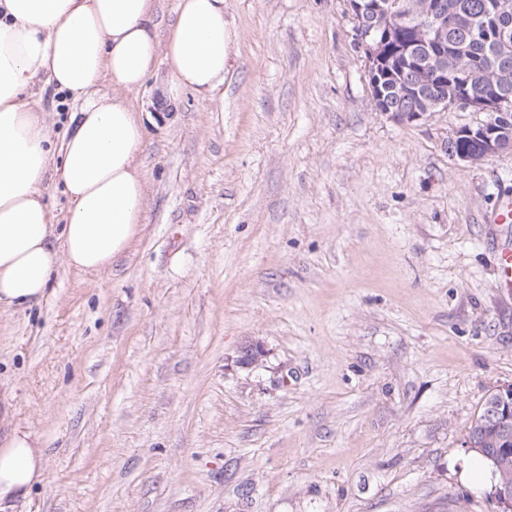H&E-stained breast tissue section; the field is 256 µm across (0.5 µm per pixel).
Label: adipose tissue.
Listing matches in <instances>:
<instances>
[{
    "instance_id": "obj_1",
    "label": "adipose tissue",
    "mask_w": 512,
    "mask_h": 512,
    "mask_svg": "<svg viewBox=\"0 0 512 512\" xmlns=\"http://www.w3.org/2000/svg\"><path fill=\"white\" fill-rule=\"evenodd\" d=\"M156 17L155 0H0V305L42 300L59 265L99 275L128 249L146 182L143 124L126 95L158 60L202 100L223 83L224 0H178L163 43ZM104 81L113 94L99 92ZM40 84L75 106L57 147L31 100ZM51 174L69 199L59 229L44 199ZM43 465L30 434L0 441V512L41 481Z\"/></svg>"
}]
</instances>
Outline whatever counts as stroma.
<instances>
[{
  "label": "stroma",
  "instance_id": "stroma-1",
  "mask_svg": "<svg viewBox=\"0 0 512 512\" xmlns=\"http://www.w3.org/2000/svg\"><path fill=\"white\" fill-rule=\"evenodd\" d=\"M224 18L212 100L162 61L128 95L146 139L128 250L0 307V433L45 450L13 512H501L463 440L512 384L483 221L512 154L449 156L475 112H377L350 0Z\"/></svg>",
  "mask_w": 512,
  "mask_h": 512
}]
</instances>
